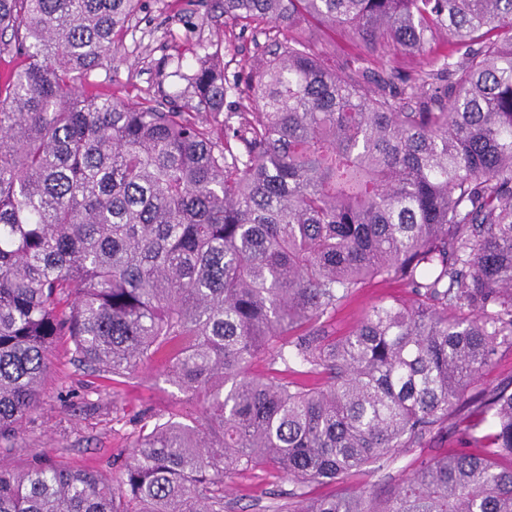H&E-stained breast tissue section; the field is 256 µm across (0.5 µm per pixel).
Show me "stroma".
Wrapping results in <instances>:
<instances>
[{
  "label": "stroma",
  "mask_w": 512,
  "mask_h": 512,
  "mask_svg": "<svg viewBox=\"0 0 512 512\" xmlns=\"http://www.w3.org/2000/svg\"><path fill=\"white\" fill-rule=\"evenodd\" d=\"M297 35L333 49L337 62H359L355 41L342 31L311 20L300 24ZM115 40L114 66L84 83L85 93L158 106L164 92L182 85L176 78L159 80L156 64L163 56L180 52L188 57L210 44H221L224 74L231 79L246 74L266 37L225 15L222 0H139ZM409 296V290L398 284L368 282L334 317L325 320L324 330L331 336L344 335L372 306ZM44 389L43 400L23 435L28 450L13 456V466L25 467L30 453L47 452L62 457L71 467L109 476L113 454L128 446L143 415L171 411L194 415L200 410L194 399L162 376L158 363L130 377L109 380L77 370L61 343L53 350ZM470 446L454 430L437 431L423 447L400 451L375 474L348 479L346 485L356 489L394 483L413 471L418 457L444 456ZM289 488L288 481L272 484L262 475L248 473L233 480L226 498L232 504L231 512H275L287 500Z\"/></svg>",
  "instance_id": "obj_1"
}]
</instances>
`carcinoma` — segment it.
Segmentation results:
<instances>
[{"mask_svg": "<svg viewBox=\"0 0 512 512\" xmlns=\"http://www.w3.org/2000/svg\"><path fill=\"white\" fill-rule=\"evenodd\" d=\"M138 2L0 0V512H226L255 471L291 483L277 512H512V381L476 389L512 347V0H224L266 25L243 82L217 47L157 62L186 82L165 109L80 95ZM304 15L365 56L452 50L338 67ZM371 280L413 301L326 335ZM59 341L102 375L158 361L203 412L148 416L113 480L16 470ZM450 426L479 452L308 497ZM436 48L434 46L433 51ZM433 51L428 50L423 54L411 55L405 53L399 47H391L390 49L379 48L375 53L374 62L369 64V66L378 70H395L402 74H407L415 70L427 69V62Z\"/></svg>", "mask_w": 512, "mask_h": 512, "instance_id": "carcinoma-1", "label": "carcinoma"}]
</instances>
